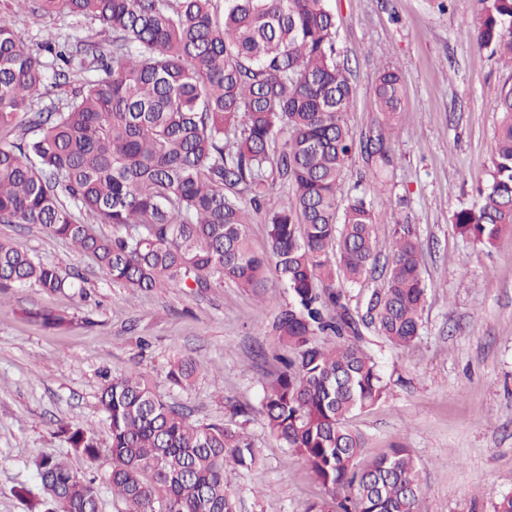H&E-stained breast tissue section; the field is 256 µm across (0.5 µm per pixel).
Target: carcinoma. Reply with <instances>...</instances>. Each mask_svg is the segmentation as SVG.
Returning <instances> with one entry per match:
<instances>
[{"mask_svg": "<svg viewBox=\"0 0 512 512\" xmlns=\"http://www.w3.org/2000/svg\"><path fill=\"white\" fill-rule=\"evenodd\" d=\"M16 2L36 17L94 21L112 34V49L50 34L38 51L0 17V132L25 116L31 133L0 143V223L40 225L135 292L199 294L229 281L262 299L275 274L290 297L272 323L288 358L262 384L268 431L305 460L336 512H423L411 451L392 445L370 456L369 438L350 425L389 389L361 347L364 333L411 348L426 287L412 227L397 224L382 286L362 314L346 303L345 289L377 262L375 215L365 196L343 200L339 188L357 150L382 181L392 127L358 135L347 123L355 88L338 60L330 0ZM482 3L469 38L512 67V0ZM88 58L95 78L63 107L34 110L50 81ZM375 97L388 119L402 111L398 70L380 71ZM495 108L505 119L486 184L452 220L484 246L512 229V87ZM282 184L293 193L289 208L278 204ZM257 218L267 227L261 253L248 237ZM78 279L0 240V288L62 291ZM327 335L351 341L329 349L317 341ZM195 372L179 359L167 378L181 387ZM100 403L108 448L92 424L57 432L91 464L111 457L107 484L127 512H237L231 483L256 463L243 426L193 422L134 373L104 376ZM34 466L43 512H101L96 479L61 457Z\"/></svg>", "mask_w": 512, "mask_h": 512, "instance_id": "cac0c4a2", "label": "carcinoma"}]
</instances>
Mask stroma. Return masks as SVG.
<instances>
[{"label":"stroma","mask_w":512,"mask_h":512,"mask_svg":"<svg viewBox=\"0 0 512 512\" xmlns=\"http://www.w3.org/2000/svg\"><path fill=\"white\" fill-rule=\"evenodd\" d=\"M331 8L356 88L349 126L361 134L384 124L374 94L381 69L396 68L406 85L387 185H374L357 154L339 195L366 194L381 255L391 249L394 225L413 226L427 285L413 351L366 336L363 348L390 391L351 424L375 451L394 443L411 450L424 512H493L512 493V233L488 249L457 235L452 216L486 180L501 121L495 100L512 85V69L466 36L480 0H449L443 10L438 0H331ZM1 15L34 47L50 31L110 42L90 20L35 17L13 0H0ZM0 239L61 271H79L84 286L80 293L12 288L0 295V512H38V457L65 456L75 473L88 475L56 428L91 422L108 445L100 405L106 373H137L195 420L228 422L233 404L251 406L246 430L258 462L234 484L239 512H303L328 498L310 468L269 433L259 409L262 384L287 352L272 329L288 302L283 288L272 285L261 300L231 283L202 294H134L40 226L0 223ZM32 310L64 322L45 327L29 319ZM181 357L198 370L179 388L166 371Z\"/></svg>","instance_id":"stroma-1"}]
</instances>
